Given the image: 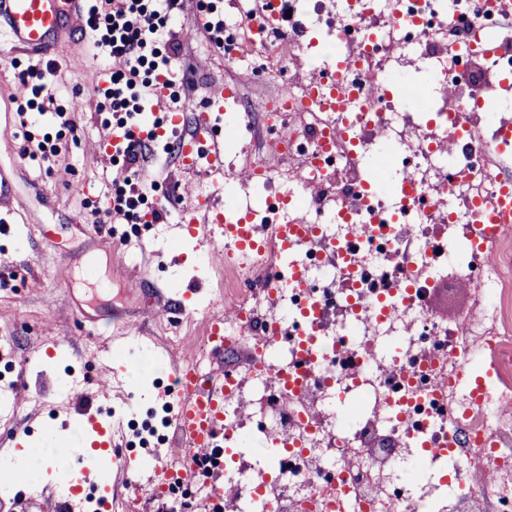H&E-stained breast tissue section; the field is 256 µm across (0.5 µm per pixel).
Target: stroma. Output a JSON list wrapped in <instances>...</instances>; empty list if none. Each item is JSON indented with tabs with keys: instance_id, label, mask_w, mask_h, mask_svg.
I'll list each match as a JSON object with an SVG mask.
<instances>
[{
	"instance_id": "35a3bbf8",
	"label": "stroma",
	"mask_w": 512,
	"mask_h": 512,
	"mask_svg": "<svg viewBox=\"0 0 512 512\" xmlns=\"http://www.w3.org/2000/svg\"><path fill=\"white\" fill-rule=\"evenodd\" d=\"M187 62L195 66L193 88L171 81L163 104L144 103V117L154 120L166 108L180 109L185 132L202 110L211 83L237 82L246 92L238 110L244 113L252 111L259 96L281 87L277 81L254 83L244 69L225 66L220 48L202 35L184 44L171 66L177 71ZM97 65L86 38L74 36L58 63L54 81L61 90L52 112L0 134V167L24 206L19 213L0 215L5 223L0 229V338L6 340L0 348V395L13 414L0 426V458L43 447L44 430L53 427L56 441L74 450L82 490L109 503L114 490L129 492L127 478L143 470L147 451L122 448L108 473H101L85 463L93 428L99 425L117 435L112 411L131 410L142 399L160 409L174 405L169 355L177 353L187 363L195 359L203 334L199 308L215 297L224 263L200 261L188 238L169 246L188 199L176 190L182 175L174 154L159 148L153 165L167 176L145 193L137 212L166 208L167 223L146 227L137 219L122 220L112 225L109 241L96 232L113 206L116 184L127 174L121 157H103L93 149L103 137V122L112 117L111 99L85 83L87 71ZM77 102L83 110L71 130L56 115ZM31 140L60 152L47 162L25 157ZM29 226L35 232L27 245H20L18 237ZM41 227L55 233V251L43 250L37 234ZM89 263L97 266L105 290L84 282L83 268ZM132 274L143 280L145 291L128 290L126 279ZM158 290L168 297L186 293L185 315L169 319L159 314L151 299ZM430 306L453 322L468 313L471 294L439 281ZM175 327L182 340L172 348L159 336L162 329ZM104 381L109 384L105 391L99 388ZM65 492L57 473L44 469L37 483L16 484L0 496L23 503L27 512H54Z\"/></svg>"
}]
</instances>
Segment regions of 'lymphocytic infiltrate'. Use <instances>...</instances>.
Returning <instances> with one entry per match:
<instances>
[{
	"instance_id": "obj_1",
	"label": "lymphocytic infiltrate",
	"mask_w": 512,
	"mask_h": 512,
	"mask_svg": "<svg viewBox=\"0 0 512 512\" xmlns=\"http://www.w3.org/2000/svg\"><path fill=\"white\" fill-rule=\"evenodd\" d=\"M180 0H164L163 10L147 9L143 0H92L86 14L91 45L108 50L112 110L140 111L138 87L146 71L167 73L173 57L182 52L177 35Z\"/></svg>"
}]
</instances>
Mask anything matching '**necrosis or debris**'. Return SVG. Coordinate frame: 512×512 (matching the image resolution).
<instances>
[{
    "mask_svg": "<svg viewBox=\"0 0 512 512\" xmlns=\"http://www.w3.org/2000/svg\"><path fill=\"white\" fill-rule=\"evenodd\" d=\"M244 2L224 58L283 88L259 102L246 128L255 147L238 159L263 171L245 194L274 198L265 249L234 268L224 439L247 438L249 406L254 432L283 448L239 460L225 490L237 512H512V229L474 243L478 207L512 177V149L494 145L512 111L501 82L512 48L481 53L512 36V13L488 0H336L327 12L314 0L337 59L325 73L347 89L345 111L326 112L289 69L310 49L300 0ZM410 67L431 79L426 121L396 105ZM282 224L308 227L285 259ZM445 272L472 290L453 323L427 305ZM479 357L500 375L481 402L460 381ZM440 463L455 470L443 485L428 476ZM189 482L186 508L199 512L215 499L208 466L173 458L147 494Z\"/></svg>",
    "mask_w": 512,
    "mask_h": 512,
    "instance_id": "obj_1",
    "label": "necrosis or debris"
}]
</instances>
